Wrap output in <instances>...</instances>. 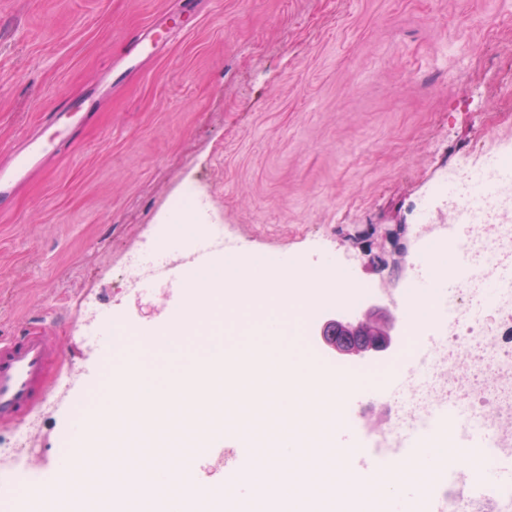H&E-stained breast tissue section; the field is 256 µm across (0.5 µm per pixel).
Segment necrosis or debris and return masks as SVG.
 <instances>
[{"mask_svg": "<svg viewBox=\"0 0 512 512\" xmlns=\"http://www.w3.org/2000/svg\"><path fill=\"white\" fill-rule=\"evenodd\" d=\"M459 190L437 182L442 209L475 225L465 241L422 212L410 234L416 257L432 252L466 258L470 274L449 294H436L434 315L450 331L437 359L425 360L409 382L386 396L388 430L374 451L392 458L414 444L455 436L476 445L479 467L440 463V478L414 512H512V181L463 169ZM454 424H447L445 414Z\"/></svg>", "mask_w": 512, "mask_h": 512, "instance_id": "1", "label": "necrosis or debris"}]
</instances>
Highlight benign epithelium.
Masks as SVG:
<instances>
[{"instance_id": "1", "label": "benign epithelium", "mask_w": 512, "mask_h": 512, "mask_svg": "<svg viewBox=\"0 0 512 512\" xmlns=\"http://www.w3.org/2000/svg\"><path fill=\"white\" fill-rule=\"evenodd\" d=\"M404 224H366L345 235V242L363 257V267L381 276L382 288L396 284L393 277L406 268L408 246ZM399 313L374 297L356 315L329 308L317 326L323 344L345 362L376 358L394 347Z\"/></svg>"}]
</instances>
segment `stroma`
<instances>
[{
    "label": "stroma",
    "mask_w": 512,
    "mask_h": 512,
    "mask_svg": "<svg viewBox=\"0 0 512 512\" xmlns=\"http://www.w3.org/2000/svg\"><path fill=\"white\" fill-rule=\"evenodd\" d=\"M179 0H0V161L78 98L87 120L0 209V336L46 323L66 358L25 420L40 463L0 512L29 503L75 438L74 406L100 397L112 361L179 314L164 291L115 277L171 276L154 252L192 189L187 217L227 245L314 267L340 233L413 224L444 171L512 114V0H190V23L154 55L136 35L171 24ZM128 327L124 344L88 321ZM269 306L216 312L208 334L259 335Z\"/></svg>",
    "instance_id": "obj_1"
}]
</instances>
